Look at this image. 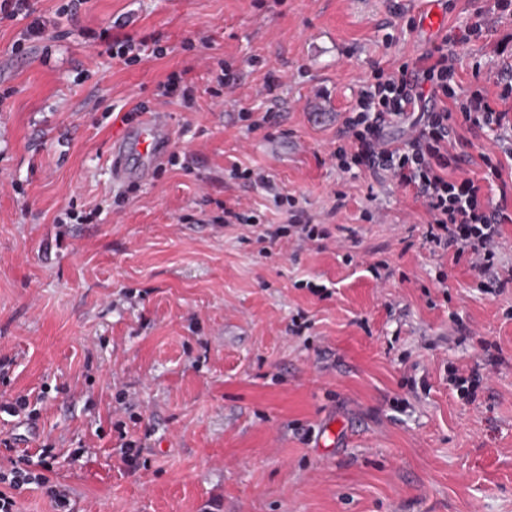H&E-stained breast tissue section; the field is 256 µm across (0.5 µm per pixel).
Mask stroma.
I'll return each mask as SVG.
<instances>
[{"label": "stroma", "mask_w": 512, "mask_h": 512, "mask_svg": "<svg viewBox=\"0 0 512 512\" xmlns=\"http://www.w3.org/2000/svg\"><path fill=\"white\" fill-rule=\"evenodd\" d=\"M66 2L34 0L49 21ZM443 4V31L479 11L489 27L456 49L459 95L497 98L512 17ZM424 9L85 0L19 54L24 21H0V400L27 399L0 438L55 448L72 512H512V288L432 255L411 191L332 157L360 80L428 47ZM116 18L163 56L127 66L79 34ZM221 61L239 80L219 99ZM181 71L192 112L156 97ZM139 105L166 113L172 153L119 182L108 146ZM454 150L469 173L493 153L512 187V136L466 130ZM236 166L271 174L324 239L264 240L288 211ZM452 366L480 369L475 402ZM483 376L479 373V368H473L471 374L465 377L451 370L448 377V382L456 390L459 397L464 399L467 403L475 401V392L481 385Z\"/></svg>", "instance_id": "35a3bbf8"}]
</instances>
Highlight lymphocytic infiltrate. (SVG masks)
Returning a JSON list of instances; mask_svg holds the SVG:
<instances>
[{
  "instance_id": "1",
  "label": "lymphocytic infiltrate",
  "mask_w": 512,
  "mask_h": 512,
  "mask_svg": "<svg viewBox=\"0 0 512 512\" xmlns=\"http://www.w3.org/2000/svg\"><path fill=\"white\" fill-rule=\"evenodd\" d=\"M26 19L13 50L38 40L47 32L36 16L33 0H0V20ZM486 24L484 16L458 32L432 43L418 57L390 67H375L360 83L354 105L343 121V146L333 156L340 170H359L370 176L388 175L402 188L412 189L429 216L426 240L432 250H453L455 258H469L479 274L494 273L496 244L501 227L512 223V204L500 199L489 205L481 179L458 176L465 162L452 152L459 142V126L482 129L512 128V114L494 107L483 89L466 97L456 92L455 52ZM84 38L104 45L111 58L124 65L137 63L142 53L160 55L147 38L113 34L111 27L84 31ZM410 122L412 132L399 143L387 129ZM56 455L41 448L38 456L19 454L0 466V512H16L14 490L27 485H49Z\"/></svg>"
}]
</instances>
